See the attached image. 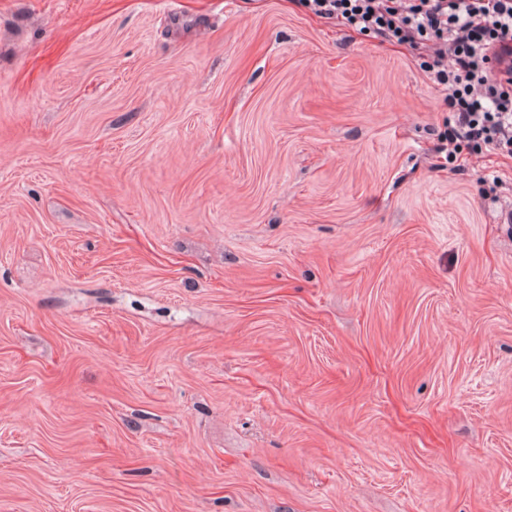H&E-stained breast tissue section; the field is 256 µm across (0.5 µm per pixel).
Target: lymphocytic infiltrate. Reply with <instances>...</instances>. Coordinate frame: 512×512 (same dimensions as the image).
I'll use <instances>...</instances> for the list:
<instances>
[{
	"instance_id": "1",
	"label": "lymphocytic infiltrate",
	"mask_w": 512,
	"mask_h": 512,
	"mask_svg": "<svg viewBox=\"0 0 512 512\" xmlns=\"http://www.w3.org/2000/svg\"><path fill=\"white\" fill-rule=\"evenodd\" d=\"M313 15L415 51L454 117L448 150L512 152V80H496L495 45L512 43V0H301Z\"/></svg>"
}]
</instances>
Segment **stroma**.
Wrapping results in <instances>:
<instances>
[{
	"mask_svg": "<svg viewBox=\"0 0 512 512\" xmlns=\"http://www.w3.org/2000/svg\"><path fill=\"white\" fill-rule=\"evenodd\" d=\"M298 0H0V512H512V158Z\"/></svg>",
	"mask_w": 512,
	"mask_h": 512,
	"instance_id": "1",
	"label": "stroma"
}]
</instances>
